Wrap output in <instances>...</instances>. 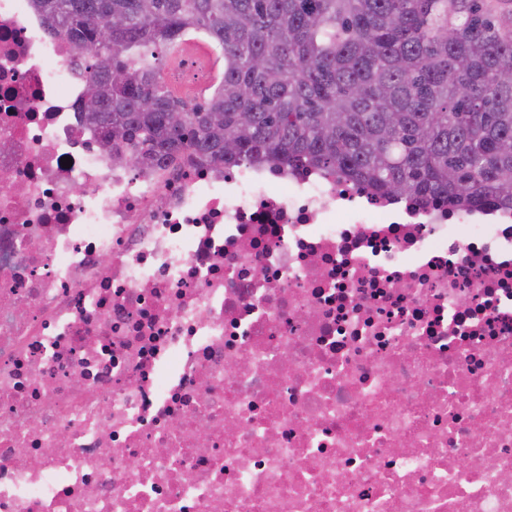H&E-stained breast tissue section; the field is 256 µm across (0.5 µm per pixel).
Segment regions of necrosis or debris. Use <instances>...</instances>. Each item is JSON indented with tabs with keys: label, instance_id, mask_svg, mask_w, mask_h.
Masks as SVG:
<instances>
[{
	"label": "necrosis or debris",
	"instance_id": "necrosis-or-debris-1",
	"mask_svg": "<svg viewBox=\"0 0 512 512\" xmlns=\"http://www.w3.org/2000/svg\"><path fill=\"white\" fill-rule=\"evenodd\" d=\"M90 61L0 0V512H512V208L115 164Z\"/></svg>",
	"mask_w": 512,
	"mask_h": 512
}]
</instances>
